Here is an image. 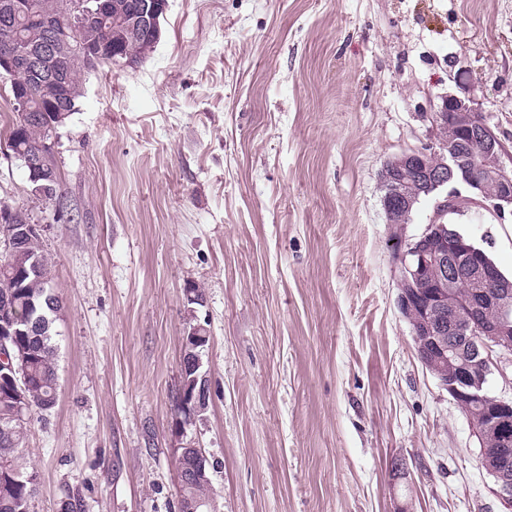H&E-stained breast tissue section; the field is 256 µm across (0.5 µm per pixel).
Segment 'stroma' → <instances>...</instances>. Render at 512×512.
Masks as SVG:
<instances>
[{"label":"stroma","mask_w":512,"mask_h":512,"mask_svg":"<svg viewBox=\"0 0 512 512\" xmlns=\"http://www.w3.org/2000/svg\"><path fill=\"white\" fill-rule=\"evenodd\" d=\"M143 62L80 75L43 225L58 402L32 413L30 512H178L173 418L190 321L210 333L195 439L215 512H512L396 306L386 161L471 98L512 157V0H169ZM459 231L512 275V214ZM203 301L187 310L185 290ZM402 461L407 474L393 468Z\"/></svg>","instance_id":"obj_1"}]
</instances>
